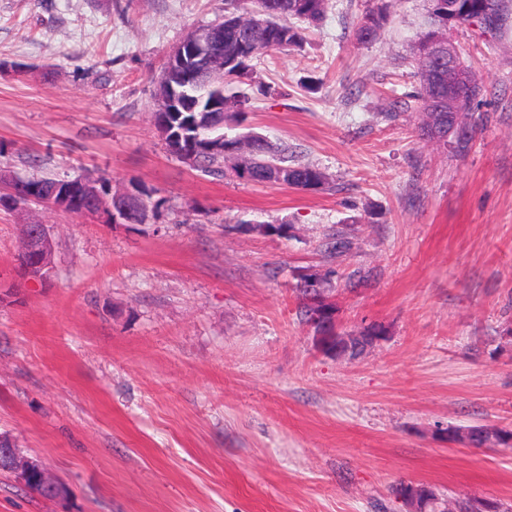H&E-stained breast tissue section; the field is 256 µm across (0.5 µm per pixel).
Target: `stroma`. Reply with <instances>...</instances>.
I'll return each instance as SVG.
<instances>
[{"mask_svg": "<svg viewBox=\"0 0 512 512\" xmlns=\"http://www.w3.org/2000/svg\"><path fill=\"white\" fill-rule=\"evenodd\" d=\"M376 4L328 0L224 116L326 176L295 190L202 175L153 125L167 53L228 0H0V173L149 196L142 224L0 207V433L68 488L0 472V512H409L401 481L512 500V447L446 439L512 425V0L453 32L485 87L462 154L396 105L428 0L358 42ZM26 224L53 229L42 279ZM309 280L340 332L383 338L320 351Z\"/></svg>", "mask_w": 512, "mask_h": 512, "instance_id": "stroma-1", "label": "stroma"}]
</instances>
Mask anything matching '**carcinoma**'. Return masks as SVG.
<instances>
[{
    "label": "carcinoma",
    "instance_id": "cac0c4a2",
    "mask_svg": "<svg viewBox=\"0 0 512 512\" xmlns=\"http://www.w3.org/2000/svg\"><path fill=\"white\" fill-rule=\"evenodd\" d=\"M428 28L413 45L410 63L415 69L417 87L409 98L413 99L420 112H435L439 118L436 134L421 129L422 135L428 138L444 140L448 133V90L433 80V73H445L448 70V59L436 57L424 64L423 53L439 36H447L450 30L474 21L483 22L487 16L492 18V25H497L502 10V0H430ZM251 7L243 9V13L229 12L224 15V53L234 55L233 68L244 70L251 62L272 51L284 50L289 47H300L306 41L305 29L296 26L292 20L299 19L309 24L322 20L327 0H250ZM391 4L389 0H378L372 10L366 12L358 21L355 37L361 43H369L375 39L380 28L388 21ZM264 11L269 19L266 27L247 31L242 27L244 15L254 11ZM168 122L182 132L184 143L192 147L204 142H219L224 139V127L219 125L215 113L209 112L200 126L194 125L195 115L189 112H171L166 115ZM195 169L208 176L222 179L224 171V155L219 151L200 152ZM249 175L239 172L236 177L257 183H283L299 189H308L325 185L326 177L317 167L303 163L289 154L288 148L272 145L264 137L257 140L256 153ZM313 305L305 310L310 314L315 309H329L325 304L315 282H308L303 288ZM351 340L344 347L343 354L351 358L359 356L371 345L369 336ZM397 499H413L416 512H475V504L484 506L483 512H512V504L487 499H447L435 488L425 485L399 483L391 489Z\"/></svg>",
    "mask_w": 512,
    "mask_h": 512
}]
</instances>
